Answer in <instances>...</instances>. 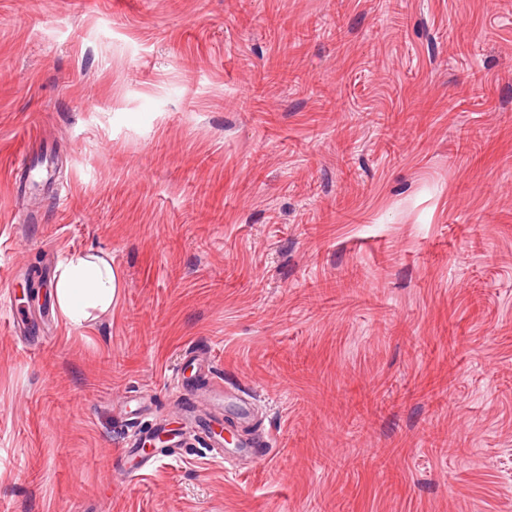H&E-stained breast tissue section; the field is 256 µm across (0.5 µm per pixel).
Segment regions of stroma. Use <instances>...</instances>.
Masks as SVG:
<instances>
[{
    "instance_id": "35a3bbf8",
    "label": "stroma",
    "mask_w": 512,
    "mask_h": 512,
    "mask_svg": "<svg viewBox=\"0 0 512 512\" xmlns=\"http://www.w3.org/2000/svg\"><path fill=\"white\" fill-rule=\"evenodd\" d=\"M2 304L0 512H512V0H0ZM204 345L259 466L170 391ZM119 288H123V277L112 260L100 252L82 250L59 264L52 296L63 320L81 327L112 312Z\"/></svg>"
}]
</instances>
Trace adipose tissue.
<instances>
[{
    "label": "adipose tissue",
    "instance_id": "adipose-tissue-1",
    "mask_svg": "<svg viewBox=\"0 0 512 512\" xmlns=\"http://www.w3.org/2000/svg\"><path fill=\"white\" fill-rule=\"evenodd\" d=\"M122 286V274L108 256L82 250L59 264L52 296L63 320L81 327L111 312Z\"/></svg>",
    "mask_w": 512,
    "mask_h": 512
}]
</instances>
